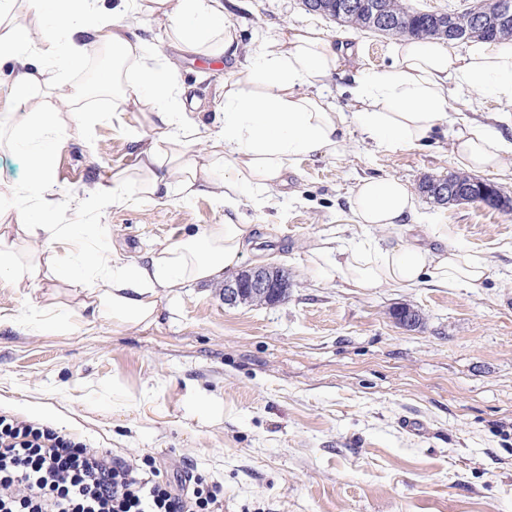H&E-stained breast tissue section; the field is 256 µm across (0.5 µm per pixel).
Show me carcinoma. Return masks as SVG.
I'll return each instance as SVG.
<instances>
[{"mask_svg": "<svg viewBox=\"0 0 512 512\" xmlns=\"http://www.w3.org/2000/svg\"><path fill=\"white\" fill-rule=\"evenodd\" d=\"M512 4V0H475L471 6L458 12L437 13L412 9L402 0H303L308 11L332 17L350 23L360 30L381 32L399 37L448 38L445 26L453 28L467 38L484 41L512 39V19L497 26L478 24V16L496 2ZM381 11L391 18V22L378 26L373 21L375 11ZM454 185L467 187L470 193L469 203L483 204L497 208L501 203L498 189H489L490 183L477 177L451 176Z\"/></svg>", "mask_w": 512, "mask_h": 512, "instance_id": "1", "label": "carcinoma"}]
</instances>
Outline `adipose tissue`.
<instances>
[{"instance_id": "ef3b65f1", "label": "adipose tissue", "mask_w": 512, "mask_h": 512, "mask_svg": "<svg viewBox=\"0 0 512 512\" xmlns=\"http://www.w3.org/2000/svg\"><path fill=\"white\" fill-rule=\"evenodd\" d=\"M128 13L166 18L168 40L181 52L216 58L244 52L224 0H120L110 11L102 0H63L53 29L45 34L44 49L35 48L25 22H16L7 33L20 70L0 97V113L12 120L15 142H29L34 133L49 137L66 126L57 113L46 110L40 92L46 71L41 57L53 53L57 33L65 32L70 36L69 62L84 59L90 46L111 48L113 111L134 108L155 133L153 145L139 151L132 173L112 178L117 185L134 181L150 199L176 188L191 193L211 184L229 210L247 202L269 205L271 188L282 183L299 157L337 155L353 131L379 147L427 144L446 116L450 98L464 90L480 91L510 110L494 125L459 114L452 143L455 165L494 174L512 155V43L476 42L461 48L432 39H399L388 47L391 67L363 72L347 66L353 32L331 35L311 26L268 35L248 53V65L225 82L224 99L215 107L223 125L211 149L203 156L189 155L200 116L187 111L185 91L167 58L150 53L125 23ZM335 73L353 86L354 112H342L316 92ZM348 212L352 223L399 237L418 217L414 195L393 177L362 180L348 200ZM38 228L59 239L73 236L50 224L37 225L30 213L20 214L16 223L0 226V274L35 291L44 281H64L82 290V308L130 327L156 321L161 294L218 279L235 268L253 237L249 224H210L135 264L121 262L103 244L88 253L90 274L84 277L54 251L19 267L16 245ZM312 255L323 280L353 288L432 284L476 289L490 274L487 259L461 247L412 243L370 253L329 238Z\"/></svg>"}]
</instances>
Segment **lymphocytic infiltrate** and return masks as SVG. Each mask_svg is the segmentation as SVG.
Returning a JSON list of instances; mask_svg holds the SVG:
<instances>
[{
    "label": "lymphocytic infiltrate",
    "instance_id": "obj_1",
    "mask_svg": "<svg viewBox=\"0 0 512 512\" xmlns=\"http://www.w3.org/2000/svg\"><path fill=\"white\" fill-rule=\"evenodd\" d=\"M0 512H224V490L1 411Z\"/></svg>",
    "mask_w": 512,
    "mask_h": 512
}]
</instances>
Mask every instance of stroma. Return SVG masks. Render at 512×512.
I'll list each match as a JSON object with an SVG mask.
<instances>
[{"label": "stroma", "mask_w": 512, "mask_h": 512, "mask_svg": "<svg viewBox=\"0 0 512 512\" xmlns=\"http://www.w3.org/2000/svg\"><path fill=\"white\" fill-rule=\"evenodd\" d=\"M224 10L248 45L289 26L340 28L301 0H224ZM132 27L168 57L189 97L223 96L238 60L182 53L150 18ZM355 36L352 68L389 67L388 36ZM50 69L48 111L100 118L60 132L48 210L23 190L28 154L0 142V225L46 211L84 248L67 252L41 233L20 243L21 263L51 248L78 267L104 241L131 264L231 218L254 225L255 245L225 279L282 268L288 297L228 306L223 281L194 284L162 295L157 321L133 328L91 317L74 289L47 281L59 324L41 332L33 297L0 277V410L123 457L196 469L223 485L231 512H512V157L490 177L504 200L496 209L419 194L424 180L457 171L449 118L424 147L379 149L355 133L339 156L299 157L272 207L233 214L207 194L152 200L132 182L119 203L97 207L90 194L133 170L134 139L154 133L140 113L113 111L111 87L90 89L58 59ZM389 176L419 195L418 223L402 238L348 220L359 181ZM330 236L343 246H462L490 260L491 276L475 292L347 288L319 280L309 262ZM404 307L418 311L416 328L397 323ZM410 419L425 432L408 431Z\"/></svg>", "instance_id": "35a3bbf8"}]
</instances>
